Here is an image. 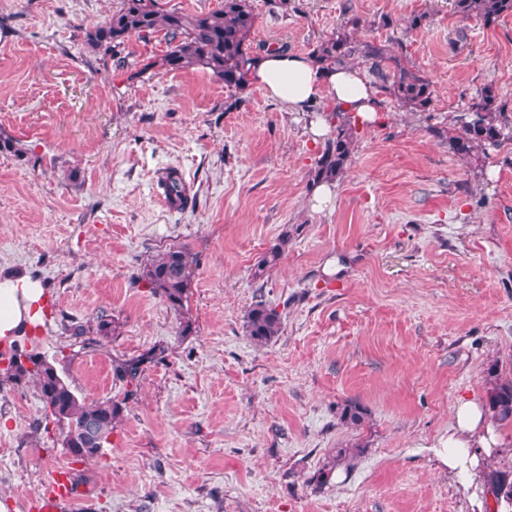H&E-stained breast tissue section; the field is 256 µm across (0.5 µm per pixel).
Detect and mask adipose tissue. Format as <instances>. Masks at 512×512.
I'll return each mask as SVG.
<instances>
[{
  "mask_svg": "<svg viewBox=\"0 0 512 512\" xmlns=\"http://www.w3.org/2000/svg\"><path fill=\"white\" fill-rule=\"evenodd\" d=\"M250 83L287 111L304 112L317 103L328 104V112L310 121L313 138L326 136L332 128L329 112H350L360 122H369L379 109L381 92L362 68L344 67L327 71L312 58L289 52L264 54L250 73ZM46 299L39 284L27 277L0 279V345H9L41 323ZM454 421L447 437L434 449L438 462L449 472L475 478L482 461L502 443L489 408L471 400L453 409Z\"/></svg>",
  "mask_w": 512,
  "mask_h": 512,
  "instance_id": "1",
  "label": "adipose tissue"
}]
</instances>
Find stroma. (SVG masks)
Here are the masks:
<instances>
[{
    "mask_svg": "<svg viewBox=\"0 0 512 512\" xmlns=\"http://www.w3.org/2000/svg\"><path fill=\"white\" fill-rule=\"evenodd\" d=\"M120 5L0 0V134L24 150L0 155V276L29 275L47 297L19 345L79 397L124 403L100 455L74 463L73 512H487L493 496L465 490L432 448L458 400L485 401L490 365L512 377V141L469 161L446 136L484 86L512 112V17L487 26L451 0H254L255 43L307 55L356 14L358 39L403 43L432 82L430 111L388 100L358 126L334 205L316 211L310 113L254 87L229 108L199 69L130 79L166 43L131 38L122 66L89 47V25ZM168 168L191 188L185 210L158 185ZM287 228L281 260L257 274ZM179 243L197 259L189 336L137 279ZM260 301L281 316L265 344L244 327ZM103 317L114 336H96ZM153 348L163 359L125 399L113 360ZM349 404L359 424L342 420ZM58 434L33 385L0 377L7 512L72 463Z\"/></svg>",
    "mask_w": 512,
    "mask_h": 512,
    "instance_id": "1",
    "label": "stroma"
}]
</instances>
